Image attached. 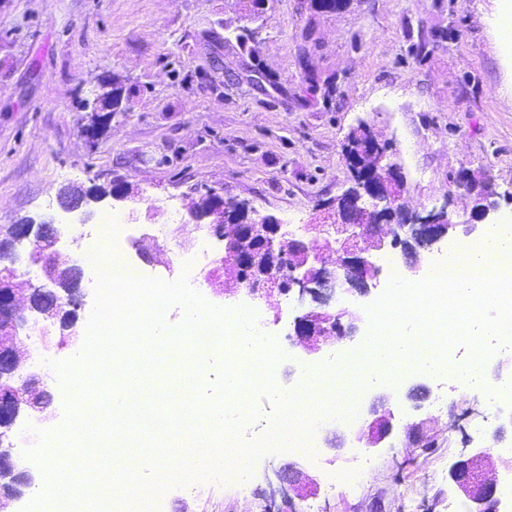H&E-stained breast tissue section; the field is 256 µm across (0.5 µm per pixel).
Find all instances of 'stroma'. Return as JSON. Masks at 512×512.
Instances as JSON below:
<instances>
[{"instance_id": "35a3bbf8", "label": "stroma", "mask_w": 512, "mask_h": 512, "mask_svg": "<svg viewBox=\"0 0 512 512\" xmlns=\"http://www.w3.org/2000/svg\"><path fill=\"white\" fill-rule=\"evenodd\" d=\"M511 9L512 0H350L323 14L311 0H267L253 17L246 0H0V227L44 213L73 222L55 204L62 186L122 182L144 198L124 254L143 276L172 283L203 234L184 209L193 188L292 220L305 241L310 225L333 223L327 204L350 184L344 146L361 120L392 142L409 210L448 195L454 213L470 212L472 196L453 184L466 168L493 175V217L511 216L512 96L502 86L512 59L492 36L494 19ZM112 77L123 83L126 109L92 143L82 101ZM82 288L75 335L25 354L24 371L53 393V417L22 419L16 436L65 422L51 364L77 356L86 339L95 290L87 280ZM259 305L289 360L283 378L298 382L325 362L332 345L309 355L288 338L303 310L294 296L275 292ZM398 392L383 447H364L356 429L330 422L317 456L263 452L249 499L207 479L191 497L165 489L157 512H266V478L288 468L318 484L315 496H293L294 512H448L458 497L449 470L484 447L475 423L497 427L494 411L457 390L447 410L433 412L438 389L428 377L407 378ZM418 422L433 447L409 445ZM359 455L372 464L363 482L329 491L331 475Z\"/></svg>"}]
</instances>
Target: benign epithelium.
Instances as JSON below:
<instances>
[{
  "label": "benign epithelium",
  "mask_w": 512,
  "mask_h": 512,
  "mask_svg": "<svg viewBox=\"0 0 512 512\" xmlns=\"http://www.w3.org/2000/svg\"><path fill=\"white\" fill-rule=\"evenodd\" d=\"M91 109V123L85 130L90 142L98 138L102 125L112 121V89L107 85L91 92L85 100ZM360 140V153L345 151L352 171L350 185L330 203L336 214L333 228L340 242L341 255L335 269L323 264L322 255L331 250L330 243L317 245L290 236L281 221L271 215L255 218L254 209L246 200L226 201L212 189L196 191L197 197L187 206L189 221L205 224L209 234L224 242V255L218 264L232 271V286L224 288L230 296L240 288L257 298L278 292L292 294L300 303H309L311 309L293 320L294 341L308 350H319V343L333 338L352 337L358 331L359 315L346 310L332 312L331 301L340 289L346 293L367 295L377 287L380 269L372 262L369 250L379 251L387 246L400 248L407 271L420 269L421 256L455 236L457 228L465 227L469 234L479 223L494 212L498 203L494 178L485 174L488 190L476 195L469 218L458 221L449 211L450 202L426 212H411L403 204L405 177L401 168L388 161L391 145L379 140L366 124L350 132ZM107 198L125 201L132 194L125 184L113 183L107 192L94 189L78 195L58 194L62 211L79 215V223H89L92 212L89 205ZM60 224L53 218H23L10 225V271L0 276V479L17 475L22 485L0 497V509L26 494V485L34 475L20 466L12 452L15 447L13 426L23 414L34 413L38 419L52 418L49 407L53 401L40 375H27L22 387L14 384L20 368L23 346L22 331L37 330L48 339L56 330L74 329L76 311L84 305L81 286L68 291L54 287L50 269L43 268L45 284H28L21 288L16 282L17 250L24 244L33 245L32 262L44 260V253L55 256L60 242ZM400 399L391 392L378 394L372 404L376 418L369 424L366 447H377L392 431V407ZM488 453L477 454L455 464L449 478L460 496L471 507V512H486V506L499 503L497 485L482 477V467ZM267 479L266 497L270 507H277L276 498H287V486L299 484L303 473L286 476L282 471Z\"/></svg>",
  "instance_id": "7a95c632"
}]
</instances>
